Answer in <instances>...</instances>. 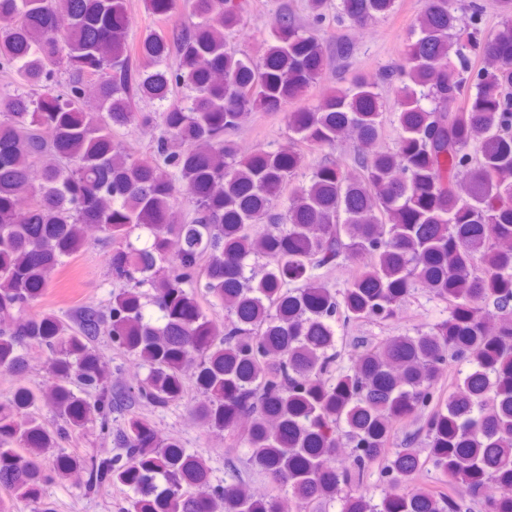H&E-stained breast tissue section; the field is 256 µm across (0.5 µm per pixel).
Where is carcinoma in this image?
<instances>
[{"label": "carcinoma", "mask_w": 512, "mask_h": 512, "mask_svg": "<svg viewBox=\"0 0 512 512\" xmlns=\"http://www.w3.org/2000/svg\"><path fill=\"white\" fill-rule=\"evenodd\" d=\"M395 4L340 0L333 20L365 28ZM328 5L307 0L305 22L282 5L251 56L227 43L244 25L235 0H144L186 19L138 41L126 0H0V375H25L38 347L52 376L0 402V512H53L45 490L73 471L86 494L129 488L118 512H512V0H495L502 27L483 40L481 0H423L402 59L372 82L345 73L348 36H319ZM330 58L336 84L287 113L290 145L240 151L250 115L302 98ZM389 87L397 142L382 149ZM115 124L159 134L141 155ZM343 137L349 161L297 181L299 145ZM91 224L108 303L28 312ZM347 264L342 290L315 276ZM421 285L448 304L429 331L336 335L394 319ZM102 338L145 375L113 379ZM189 381L199 425L249 449L224 482L138 413L181 402ZM90 425L112 448L66 451ZM249 469L271 493L250 491ZM422 471L430 491L413 485ZM375 472L391 488L378 501Z\"/></svg>", "instance_id": "obj_1"}]
</instances>
